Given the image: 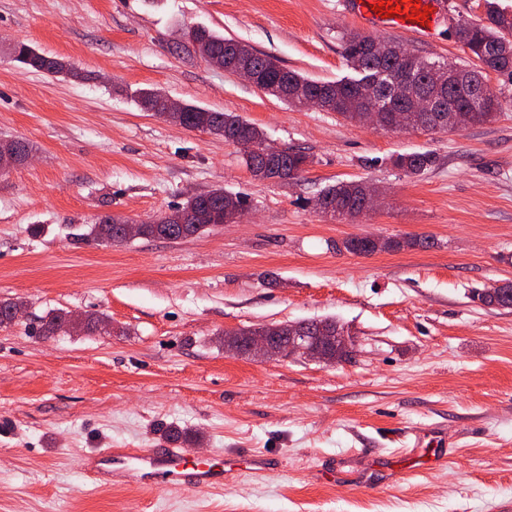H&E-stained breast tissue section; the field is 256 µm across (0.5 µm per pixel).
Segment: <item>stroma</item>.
Masks as SVG:
<instances>
[{
	"label": "stroma",
	"mask_w": 512,
	"mask_h": 512,
	"mask_svg": "<svg viewBox=\"0 0 512 512\" xmlns=\"http://www.w3.org/2000/svg\"><path fill=\"white\" fill-rule=\"evenodd\" d=\"M437 35L394 34L433 61L468 63L456 20L484 0H445ZM206 27L307 78L354 77L337 0H0V138L29 142L0 171V512H512V308L479 290L512 282V80L489 74L495 120L459 130H375L295 108L211 64L186 41ZM62 60L18 69L17 43ZM233 112L312 162L255 179L240 148L143 110L134 92ZM432 153L410 177L397 155ZM365 181L380 208L332 221L313 200ZM221 188L239 223L181 239L100 245L106 215L147 221ZM356 236L399 249L356 255ZM103 317L111 332L46 338L38 317ZM330 318L350 361L254 359L222 333ZM191 459L246 451L275 462L223 488L98 485L85 456L155 448L167 429Z\"/></svg>",
	"instance_id": "35a3bbf8"
}]
</instances>
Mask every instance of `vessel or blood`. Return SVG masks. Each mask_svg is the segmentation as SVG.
Here are the masks:
<instances>
[{
	"label": "vessel or blood",
	"mask_w": 512,
	"mask_h": 512,
	"mask_svg": "<svg viewBox=\"0 0 512 512\" xmlns=\"http://www.w3.org/2000/svg\"><path fill=\"white\" fill-rule=\"evenodd\" d=\"M374 0H343L346 14L364 20L378 32L421 31L416 21L403 16L381 18L372 10ZM89 469L104 485L134 484L147 489L163 483L181 492H205L223 487L233 477V468L189 461L183 448L171 444L163 448L127 450L115 448L95 455Z\"/></svg>",
	"instance_id": "b4317fda"
}]
</instances>
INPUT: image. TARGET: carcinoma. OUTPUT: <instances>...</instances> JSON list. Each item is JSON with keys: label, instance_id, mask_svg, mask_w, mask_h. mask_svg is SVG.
<instances>
[{"label": "carcinoma", "instance_id": "cac0c4a2", "mask_svg": "<svg viewBox=\"0 0 512 512\" xmlns=\"http://www.w3.org/2000/svg\"><path fill=\"white\" fill-rule=\"evenodd\" d=\"M488 5L486 21L467 23L455 30L456 37L466 49L468 55L476 61L474 65L451 64L449 68L464 71L471 76L467 84L443 83L441 92L446 109L460 112L465 124H480L496 118L497 112L481 109L475 103V91L482 89L489 95L495 92L489 87L486 77L491 71L512 77V13L507 14ZM344 56L357 70L360 78L334 83L308 79L295 71L279 65L270 56L260 53L245 44L227 39L204 28H194L193 46L206 58L219 63L229 59L247 62L258 74L256 87L265 93L290 105H302V98L316 95L326 105V111L334 112L344 120L360 124L367 120L365 103L372 94L382 97L384 103L399 112H418L423 122L431 123L436 113L417 110L411 93L422 85L435 84L434 77L427 65L430 60L404 53H395L389 57H379L373 51L376 38L357 32H345L342 35ZM13 61L23 69L43 70L60 73L62 63L47 58L25 43L14 48ZM403 72L408 83L395 87L388 83L387 75ZM166 94L147 90L141 93V104L155 115L177 123L189 129L209 131L232 142L247 146L249 152L242 154L243 162L258 180H287L304 172L311 163L308 155L293 149L288 154L270 157L275 150L257 126L232 112H217L192 104L184 105V111L162 112L157 109ZM395 164L410 176H419L435 164L430 152L403 154L395 159ZM378 188L367 182H341L325 188L315 201L316 208L324 204L335 205L336 213L350 219L363 214L362 202ZM242 204V200L223 189L211 190V196L189 197L186 202L169 214L150 221L141 222L143 236L147 238L178 240L207 230L211 226L227 224L231 214ZM122 221L106 216L93 225L89 236L98 243L112 245L123 242L121 236ZM400 247L393 240H380L370 236L355 237L345 241L344 248L355 254L368 255L378 250H390ZM483 303L501 308H512V293L503 291L495 295L484 291L478 294ZM27 303L23 301L0 302V327L12 324L11 312L23 310ZM88 325L63 310H52L41 318V331L46 336H74L85 332Z\"/></svg>", "mask_w": 512, "mask_h": 512}]
</instances>
